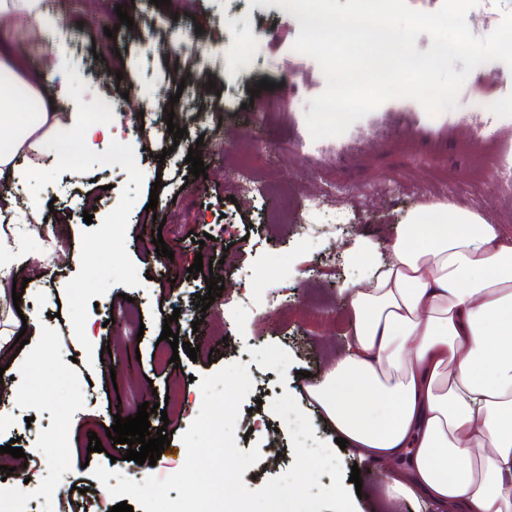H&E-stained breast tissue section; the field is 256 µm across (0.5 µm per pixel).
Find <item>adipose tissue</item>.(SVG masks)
Instances as JSON below:
<instances>
[{
	"label": "adipose tissue",
	"instance_id": "obj_1",
	"mask_svg": "<svg viewBox=\"0 0 512 512\" xmlns=\"http://www.w3.org/2000/svg\"><path fill=\"white\" fill-rule=\"evenodd\" d=\"M20 30L0 27V193L32 180L21 159L85 149L112 135V115L61 116L44 70L23 69ZM33 99L17 120L19 94ZM368 287L351 285L348 342L309 396L334 437L386 464L376 512L429 501L445 512H512V238L444 201L395 229Z\"/></svg>",
	"mask_w": 512,
	"mask_h": 512
}]
</instances>
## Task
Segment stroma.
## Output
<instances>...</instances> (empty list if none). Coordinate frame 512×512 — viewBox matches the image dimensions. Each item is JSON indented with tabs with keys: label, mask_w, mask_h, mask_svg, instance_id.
I'll list each match as a JSON object with an SVG mask.
<instances>
[{
	"label": "stroma",
	"mask_w": 512,
	"mask_h": 512,
	"mask_svg": "<svg viewBox=\"0 0 512 512\" xmlns=\"http://www.w3.org/2000/svg\"><path fill=\"white\" fill-rule=\"evenodd\" d=\"M133 27L121 26L108 0L95 6L63 0L57 11L71 39L61 50H22L28 67L53 66L47 92L74 84V97L58 109L96 112L112 100L113 134L143 161L127 179L104 171L100 152L73 144L66 157L50 155L36 182L19 185L18 208L33 197L53 200L48 230L31 224L23 242L37 254L27 271L18 310L8 326L27 342L10 358V377L0 383V447L18 439L31 480L24 498L32 512H107L115 501L92 475L111 467L137 481L142 468L125 460L127 447L106 430L115 417L167 398L166 416H149L152 428L169 424V446L149 472H177L186 459L181 435L202 407L198 377L223 366L246 364L253 388L243 401L235 431L242 451L259 447L261 459L242 479L249 489L288 472L294 453L287 429L271 410L274 398L291 393L309 416L318 440L332 442L306 394L323 377L346 342L347 305L342 288L366 285L371 266L383 263L397 225L425 205L451 200L512 235V196L503 195L487 161L490 135L453 127L448 113L432 118L431 131L397 135L390 113L417 111L418 102H383L338 137L321 140L320 151L298 147L306 132L312 98L325 79L311 57L293 51L298 29L291 14L249 0H166L126 6ZM180 26H173L172 18ZM118 27L122 79L98 76L93 45L105 44ZM196 35H186V27ZM181 76L194 109L171 103L174 76ZM273 82L256 91L260 80ZM264 103L254 111L253 102ZM498 103L512 118V69L492 61L476 68L459 95V113L477 115L481 104ZM153 103L144 128L127 116ZM207 110L198 120L197 110ZM184 128L173 140L168 124ZM198 147L206 177H193L185 159ZM273 154L259 170L265 197H235L229 178L247 159ZM333 183L343 191L323 209L298 202ZM192 185L189 205L175 202L179 187ZM156 210H149L150 195ZM92 210L85 223L84 210ZM336 223V235L310 232ZM161 232L173 261L161 265L152 242ZM213 265L224 291L209 309H196L207 293L204 277L189 268L195 256ZM177 316L179 339L197 346L196 358L171 363L162 325ZM281 346L290 356L287 377L261 368L252 349ZM103 452H88L90 435Z\"/></svg>",
	"instance_id": "1"
}]
</instances>
